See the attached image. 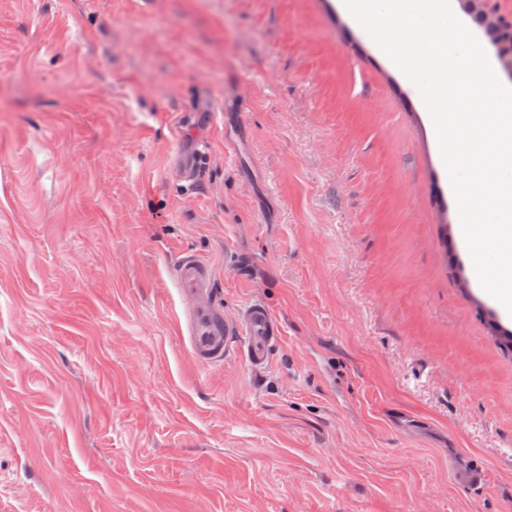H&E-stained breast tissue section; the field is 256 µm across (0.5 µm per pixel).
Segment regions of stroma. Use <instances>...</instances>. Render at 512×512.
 I'll return each instance as SVG.
<instances>
[{"instance_id":"stroma-1","label":"stroma","mask_w":512,"mask_h":512,"mask_svg":"<svg viewBox=\"0 0 512 512\" xmlns=\"http://www.w3.org/2000/svg\"><path fill=\"white\" fill-rule=\"evenodd\" d=\"M444 180L338 0H0V512H512V352ZM185 249L277 320L264 369L193 356ZM205 157L206 153L203 148L197 149L191 155H179L172 170V175L177 181L182 182L186 189H192Z\"/></svg>"}]
</instances>
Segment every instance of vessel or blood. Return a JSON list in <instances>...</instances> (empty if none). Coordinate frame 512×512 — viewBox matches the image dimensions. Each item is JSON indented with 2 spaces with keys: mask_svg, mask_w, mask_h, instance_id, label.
I'll use <instances>...</instances> for the list:
<instances>
[{
  "mask_svg": "<svg viewBox=\"0 0 512 512\" xmlns=\"http://www.w3.org/2000/svg\"><path fill=\"white\" fill-rule=\"evenodd\" d=\"M206 157L204 149L181 155L172 170L185 188H193L198 171ZM176 281L184 295L197 299L187 319V335L195 358L204 365L223 358L229 350H236L252 367L266 364L274 348L281 341V328L263 304L246 305L239 319L224 318L213 304V284L208 270L193 255H186L176 271Z\"/></svg>",
  "mask_w": 512,
  "mask_h": 512,
  "instance_id": "1",
  "label": "vessel or blood"
}]
</instances>
